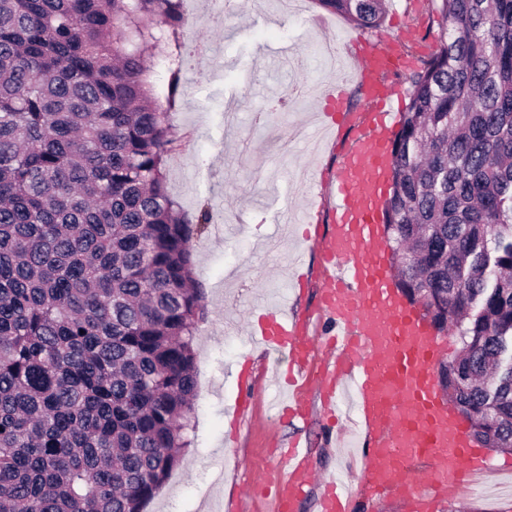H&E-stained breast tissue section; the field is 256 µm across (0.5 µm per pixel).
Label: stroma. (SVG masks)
I'll return each instance as SVG.
<instances>
[{"mask_svg":"<svg viewBox=\"0 0 512 512\" xmlns=\"http://www.w3.org/2000/svg\"><path fill=\"white\" fill-rule=\"evenodd\" d=\"M184 0L178 31L182 93L170 113L181 146L167 160V185L187 218L212 220L192 240L194 279L206 315L196 336L195 430L171 478L144 512H270L265 490L241 494L295 438L313 468L359 486L348 457L354 436L318 415L272 419L266 406L273 355L252 336L255 316L315 308L321 256L305 243L330 224L329 185L369 118L360 80L325 67L319 54L358 55L380 33L408 63L435 48L426 0H388L379 31L359 29L316 0ZM491 465L476 490L441 512H512V455L484 451Z\"/></svg>","mask_w":512,"mask_h":512,"instance_id":"obj_1","label":"stroma"}]
</instances>
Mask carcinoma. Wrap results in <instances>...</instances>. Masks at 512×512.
<instances>
[{
    "label": "carcinoma",
    "mask_w": 512,
    "mask_h": 512,
    "mask_svg": "<svg viewBox=\"0 0 512 512\" xmlns=\"http://www.w3.org/2000/svg\"><path fill=\"white\" fill-rule=\"evenodd\" d=\"M357 28L383 0H317ZM382 205L443 394L512 453V0H429ZM183 0H0V512H144L193 429L205 307L167 189ZM148 45L169 74L148 80Z\"/></svg>",
    "instance_id": "cac0c4a2"
}]
</instances>
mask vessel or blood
Listing matches in <instances>:
<instances>
[{
  "label": "vessel or blood",
  "mask_w": 512,
  "mask_h": 512,
  "mask_svg": "<svg viewBox=\"0 0 512 512\" xmlns=\"http://www.w3.org/2000/svg\"><path fill=\"white\" fill-rule=\"evenodd\" d=\"M398 55L382 38L366 53L364 89L379 120L342 159L334 180L336 222L321 246L326 275L318 304L332 326L314 336L307 321L283 312L259 327L256 339L288 359V392L271 402L279 417L301 414L312 391L327 417L351 409L370 512L392 498L406 512H430L488 464L475 453L465 418L442 400L432 373L443 358L440 344L396 293L383 246L379 213L392 162L385 108L392 95L380 75ZM323 349L330 358L310 374ZM262 478L272 489L273 512H294L315 480L307 449L291 442ZM322 486L318 512H354L358 501L343 483Z\"/></svg>",
  "instance_id": "1"
}]
</instances>
